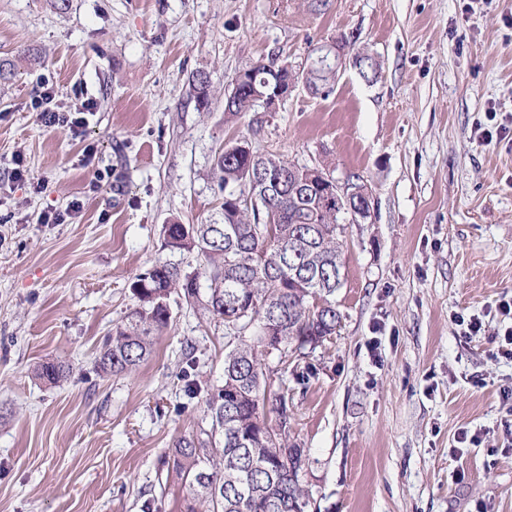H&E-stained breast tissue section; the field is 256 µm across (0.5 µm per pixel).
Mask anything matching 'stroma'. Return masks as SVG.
I'll return each instance as SVG.
<instances>
[{"instance_id":"obj_1","label":"stroma","mask_w":512,"mask_h":512,"mask_svg":"<svg viewBox=\"0 0 512 512\" xmlns=\"http://www.w3.org/2000/svg\"><path fill=\"white\" fill-rule=\"evenodd\" d=\"M511 16L512 0H0V59L15 71L0 80V512H179L186 490L162 460L205 416L184 394L181 350L218 384L229 331L174 295L136 372L95 361L138 306L136 275L170 257L163 224L216 212L214 157L242 133L360 175L374 198L371 221L340 238V329L288 369L267 360L309 458V512H512V360L495 354L512 326L496 309L512 298V140L478 142L512 128ZM332 41V95L299 85L274 111L225 113L236 72L299 71ZM360 51L374 82L352 63ZM45 78L62 107L77 89L96 101L82 135L31 112ZM17 157L46 190L12 180ZM98 169L111 177L97 187ZM76 199L78 219L41 223ZM458 314L481 331L464 335ZM57 360L67 379L35 378Z\"/></svg>"}]
</instances>
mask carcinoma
I'll return each instance as SVG.
<instances>
[{
	"mask_svg": "<svg viewBox=\"0 0 512 512\" xmlns=\"http://www.w3.org/2000/svg\"><path fill=\"white\" fill-rule=\"evenodd\" d=\"M356 68L366 81L376 78L370 56L358 53ZM292 73L324 98L336 84L330 69L296 73L258 61L231 78L224 111L254 110L262 105L260 96L285 85ZM193 82L198 103L208 102L207 74L196 72ZM250 167L259 176L251 177ZM214 171L220 212L206 224L162 228L164 249L195 253L202 264L187 272L164 261L136 275L131 290L139 307L112 327L97 367L112 376L139 368L169 326L174 293L207 319L233 329L237 343L224 349L222 382L206 394L208 424L177 439L163 461L187 489L180 512H308L305 451L290 441L288 393L271 389L264 358L275 354L286 366L306 346L322 345L336 334L340 314L332 296L342 286L338 235L345 216L311 184L307 167L255 150L244 136L224 143ZM238 192L250 195V205L238 207ZM317 300L325 307L318 308ZM68 373L66 363L46 362L37 377L56 384ZM272 402L276 428L267 411Z\"/></svg>",
	"mask_w": 512,
	"mask_h": 512,
	"instance_id": "obj_1",
	"label": "carcinoma"
}]
</instances>
